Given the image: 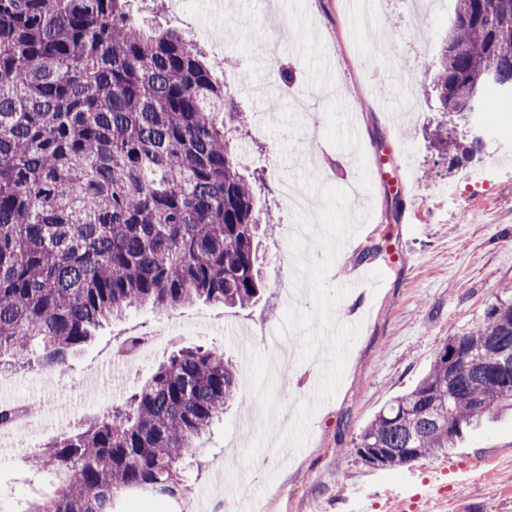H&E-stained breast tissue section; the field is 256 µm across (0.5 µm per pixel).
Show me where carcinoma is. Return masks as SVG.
Listing matches in <instances>:
<instances>
[{
	"mask_svg": "<svg viewBox=\"0 0 512 512\" xmlns=\"http://www.w3.org/2000/svg\"><path fill=\"white\" fill-rule=\"evenodd\" d=\"M133 0H0V360L54 371L103 322L139 306L248 309L263 294L258 232L269 213L242 173L246 119L201 48L132 18ZM512 0H456L432 69L443 151L512 85ZM492 70L499 82L485 81ZM496 92V98L490 93ZM481 151L449 159L463 169ZM499 337L498 347L483 343ZM474 359L449 379L448 353ZM512 300L448 338L428 371L360 430L362 460L408 467L512 411ZM236 396L218 349L179 347L123 403L32 453L53 491L28 512H114L131 492L178 501L195 437Z\"/></svg>",
	"mask_w": 512,
	"mask_h": 512,
	"instance_id": "carcinoma-1",
	"label": "carcinoma"
}]
</instances>
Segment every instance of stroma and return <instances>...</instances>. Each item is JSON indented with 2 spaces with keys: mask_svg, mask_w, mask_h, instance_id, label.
Returning a JSON list of instances; mask_svg holds the SVG:
<instances>
[{
  "mask_svg": "<svg viewBox=\"0 0 512 512\" xmlns=\"http://www.w3.org/2000/svg\"><path fill=\"white\" fill-rule=\"evenodd\" d=\"M455 0H384L377 17L389 39L375 56L344 0H186L164 6L162 24L193 32L230 94L247 113V172H258L257 195L274 224L262 239L264 299L248 311L196 303L169 313L143 307L105 323L95 340L69 357L65 378L87 379L116 337L167 329L180 333L120 374L113 401L128 397L173 349L217 348L232 361L240 404L193 442L201 453L184 468L199 495L197 512H398L419 496L425 512H512V419L470 433L448 455L399 471L361 463V428L393 396L411 388L454 334L471 331L485 309L512 298V136L499 125L512 105L478 116L485 144L469 165L475 183L449 173L448 160L425 132L435 121L425 71L431 70L454 15ZM246 16V28L230 18ZM293 82L278 85L281 65ZM419 73L420 115L397 127L380 110L378 87ZM297 180L313 203L311 275L296 304L279 290L291 275L282 225L298 222L278 197L284 178ZM456 185L457 197L443 194ZM298 324L292 380L271 366L260 331ZM35 368L0 377V401L56 397ZM99 411L77 404L72 422L48 417L35 438L0 449V498L20 508L51 486L27 456L47 440ZM458 466L447 490L434 476Z\"/></svg>",
  "mask_w": 512,
  "mask_h": 512,
  "instance_id": "1",
  "label": "stroma"
}]
</instances>
